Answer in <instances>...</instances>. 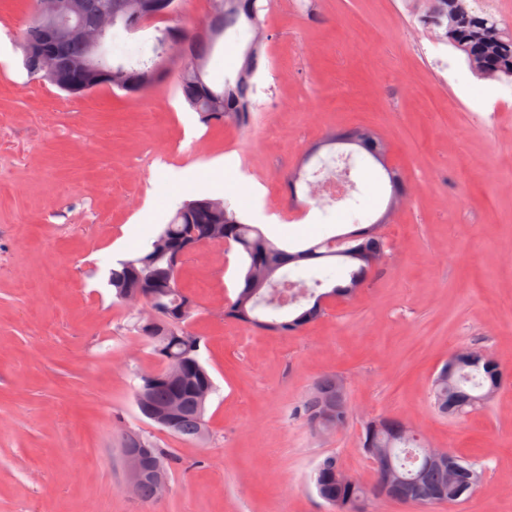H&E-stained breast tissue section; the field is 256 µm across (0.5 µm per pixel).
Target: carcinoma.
<instances>
[{"instance_id":"1","label":"carcinoma","mask_w":512,"mask_h":512,"mask_svg":"<svg viewBox=\"0 0 512 512\" xmlns=\"http://www.w3.org/2000/svg\"><path fill=\"white\" fill-rule=\"evenodd\" d=\"M60 0H38L35 19L26 28L24 57L37 46L38 31L56 15ZM80 5V35L51 46L48 62L37 77L51 81L54 74L71 64H86L91 48L100 42L110 16L123 23L109 29L129 31L136 25L131 0H76ZM431 13L422 16L421 24L433 27L438 37L463 54L469 69L480 79L512 84V28L496 14L480 8L477 0H429ZM259 0H213L207 27L220 37L242 35L248 45L242 51L241 64L220 85L208 80L207 66L218 41L203 39L188 30H180L184 53L201 63L180 68L178 90L188 107L206 125L233 121L249 125L255 112L256 76L265 66L263 52L266 36L260 26ZM163 31L136 52L124 50L103 54L89 69L95 81L102 70H112V88H120L127 78H141L143 88L155 84L159 77L147 71L144 61L131 63L133 54L142 55L162 48ZM349 134L360 138L359 151L346 162L350 171L365 167V161L377 160V154L389 149L386 140L367 128ZM201 226L200 235L187 247L221 244L236 248L241 260V278L235 298L225 307L224 317L281 334H293L325 315L316 302L325 280L311 274L304 278L300 267L313 261L333 260L346 268L345 276L333 282L328 292L343 299L355 296L363 287L370 267L344 250L351 247L378 258L387 254L390 245L381 227L355 224L344 233L351 241L336 246L332 235L301 248L278 244L256 224L244 221L239 211L225 198H194L178 205L150 244L133 255L119 259L109 269L107 285L114 302L136 310L130 329L151 349L161 366L175 367L170 377L156 371L137 374L135 403L138 412L147 408L163 410L169 416L174 435L192 443L203 444L209 438L205 415L207 403L216 387L201 361V340L192 334L189 323L197 313V304L180 287L179 270L183 258L172 259L173 245L185 239L188 225ZM503 375L499 362L488 352L464 347L453 352L435 374L430 386V407L440 416L456 419L487 404L500 388ZM343 378L328 374L317 380L293 415L307 421L321 432L337 433L350 421L348 408H338ZM359 445L363 453L377 462L390 460L397 499L413 503L450 505L469 498L485 478L484 466L448 452V462L429 464L425 445L397 417H380L366 421ZM124 448L148 449L147 460L157 472L170 477L174 459L154 437L143 430L127 428L122 438ZM317 496L334 512H364L366 503L376 499V488L360 484L340 466L334 454L321 457L310 473Z\"/></svg>"}]
</instances>
